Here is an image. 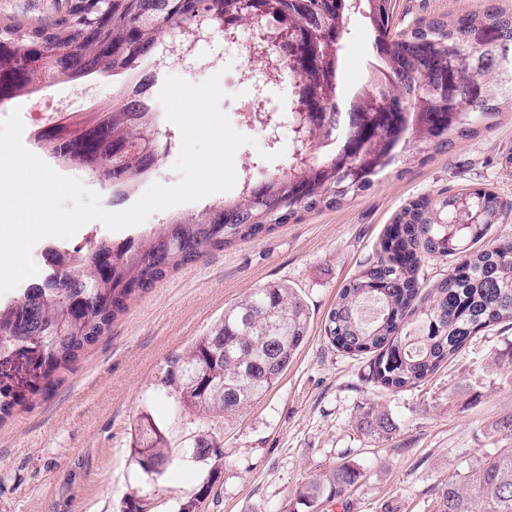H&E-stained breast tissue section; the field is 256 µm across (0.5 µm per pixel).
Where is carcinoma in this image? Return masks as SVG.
Masks as SVG:
<instances>
[{
	"mask_svg": "<svg viewBox=\"0 0 512 512\" xmlns=\"http://www.w3.org/2000/svg\"><path fill=\"white\" fill-rule=\"evenodd\" d=\"M393 0H79L55 21L39 27L0 25V103L42 92L56 82L84 84L97 78L138 77L119 87L112 105L82 117H64L34 138L51 162L69 170L87 164L126 199L160 162L161 122L150 110L152 82L146 62L162 56L170 30L204 17L218 27H279L311 57L303 81L316 110L304 127L290 175L244 176L239 192L191 214L168 216L154 232L116 244L96 237L70 262L48 269L43 280L0 304V360L41 348L48 370L30 391L52 384L55 370L75 361L122 314L128 301L210 250L267 235L304 212L356 198L403 153L420 155L477 133L512 104V78L499 70L498 50L474 46L469 36L494 28L512 51V13L489 6L453 19H430L400 32L392 29ZM372 36L367 83L343 103L339 74L350 25ZM482 83L480 99L462 90ZM151 145L130 154L137 145ZM477 223L452 224L462 207ZM512 204L487 190L414 201L393 219L383 249L369 267L338 292L324 323L329 342L349 355L373 352L371 380L387 389L413 387L433 375L479 332L512 325V240L474 248L501 223ZM424 255L458 257L448 274L426 291L418 272ZM379 305L370 322L359 307ZM303 300L285 285L257 288L224 309L223 318L173 361L169 380L182 410L202 417H236L260 400L284 375L308 337ZM28 397L0 385V419ZM365 434L387 439L395 422L372 404L360 407ZM189 447H221L220 437L200 429ZM131 455L141 470L165 466L166 433L144 415ZM359 471L343 461L303 485L296 504L312 508L354 485ZM440 512H512V448L475 457L468 470L448 478Z\"/></svg>",
	"mask_w": 512,
	"mask_h": 512,
	"instance_id": "obj_1",
	"label": "carcinoma"
}]
</instances>
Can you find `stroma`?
<instances>
[{"label":"stroma","mask_w":512,"mask_h":512,"mask_svg":"<svg viewBox=\"0 0 512 512\" xmlns=\"http://www.w3.org/2000/svg\"><path fill=\"white\" fill-rule=\"evenodd\" d=\"M512 0H396L393 26L453 17ZM67 0H0V21L39 25L61 16ZM372 38L355 23L344 43L343 90L364 85ZM220 106L252 144L235 154L236 170L279 150L266 171H284L296 143L284 129L276 145L246 121L247 82L223 83ZM479 133L426 157L401 155L371 189L342 206L302 213L268 235L211 250L129 301L110 329L77 361L58 370L47 392L0 420V512H122L139 499L145 512H177L211 483L201 512H289L297 491L342 460L360 480L318 512H439L438 491L465 473L478 453L512 448L495 433L512 415V327L473 336L419 386L386 390L366 379L365 359L327 342L323 325L336 294L369 266L393 216L410 202L482 187L512 202V107L479 120ZM294 288L311 316L309 335L275 388L242 417L205 420L179 407L166 375L172 361L252 289ZM374 403L394 419L392 438L362 434L360 406ZM166 431L172 458L162 473H143L130 455L141 416ZM216 433L223 466L183 457L199 429Z\"/></svg>","instance_id":"obj_1"}]
</instances>
